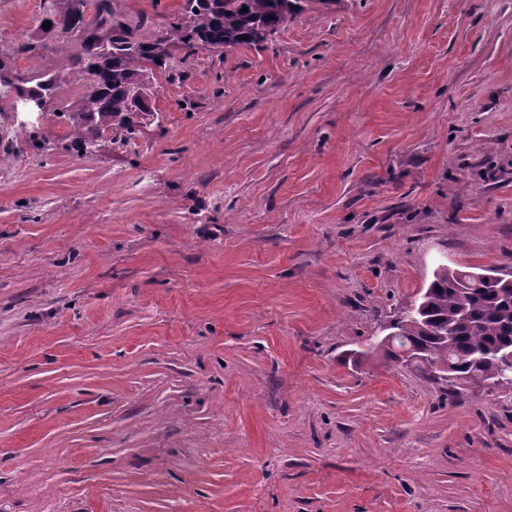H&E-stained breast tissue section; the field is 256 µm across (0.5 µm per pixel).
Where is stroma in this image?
<instances>
[{"instance_id":"obj_1","label":"stroma","mask_w":512,"mask_h":512,"mask_svg":"<svg viewBox=\"0 0 512 512\" xmlns=\"http://www.w3.org/2000/svg\"><path fill=\"white\" fill-rule=\"evenodd\" d=\"M182 0H116L143 39ZM52 0H0L17 54ZM85 156L0 94V512H512V389L368 344L512 273V0H313L170 48Z\"/></svg>"}]
</instances>
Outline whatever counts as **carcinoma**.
I'll return each mask as SVG.
<instances>
[{
  "label": "carcinoma",
  "instance_id": "carcinoma-1",
  "mask_svg": "<svg viewBox=\"0 0 512 512\" xmlns=\"http://www.w3.org/2000/svg\"><path fill=\"white\" fill-rule=\"evenodd\" d=\"M313 0H184L168 29L150 40L137 38L114 0H57L49 32L57 45H74L73 70L84 92L53 115L69 128L66 149L88 154L94 138L110 130L123 143L139 133L152 116L154 73L166 70L169 46L224 50L256 45L276 33L288 17ZM93 14H87L88 6ZM71 73L38 70L17 74L0 59V86L34 93L50 103L60 98ZM396 345H422L431 362H453L454 375L475 376L512 388V371L500 368L512 351V288L485 274L460 276L439 266L415 309L393 320Z\"/></svg>",
  "mask_w": 512,
  "mask_h": 512
}]
</instances>
